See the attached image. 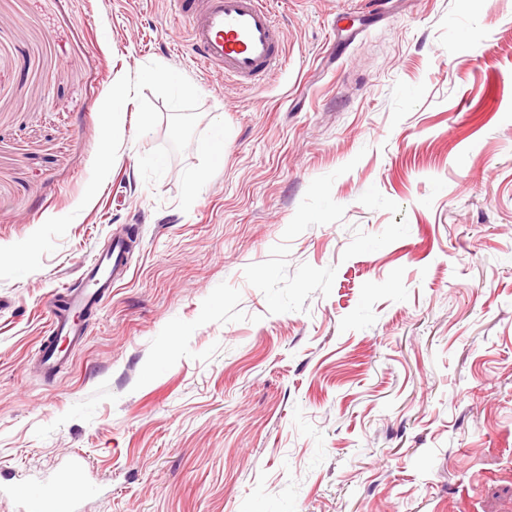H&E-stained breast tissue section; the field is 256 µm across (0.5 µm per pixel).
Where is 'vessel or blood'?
<instances>
[{
	"label": "vessel or blood",
	"instance_id": "1",
	"mask_svg": "<svg viewBox=\"0 0 512 512\" xmlns=\"http://www.w3.org/2000/svg\"><path fill=\"white\" fill-rule=\"evenodd\" d=\"M173 4L187 19L195 58L219 69L225 80L251 87L281 69L283 41L268 0H173ZM128 255L127 241L112 239L84 264L78 283L63 298L50 302L47 334L39 348L43 373L68 364L72 348L86 334L87 316L125 273ZM84 471V459L78 456L51 479L31 484L24 512H71L77 499L97 491Z\"/></svg>",
	"mask_w": 512,
	"mask_h": 512
}]
</instances>
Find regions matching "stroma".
Segmentation results:
<instances>
[{"label": "stroma", "instance_id": "obj_1", "mask_svg": "<svg viewBox=\"0 0 512 512\" xmlns=\"http://www.w3.org/2000/svg\"><path fill=\"white\" fill-rule=\"evenodd\" d=\"M283 70L200 67L170 0H0V246L74 214L0 280V512L70 453L79 512H512V0H269ZM158 62L231 131L145 184L128 102L80 200L99 110ZM130 269L52 378L44 303L110 238Z\"/></svg>", "mask_w": 512, "mask_h": 512}]
</instances>
